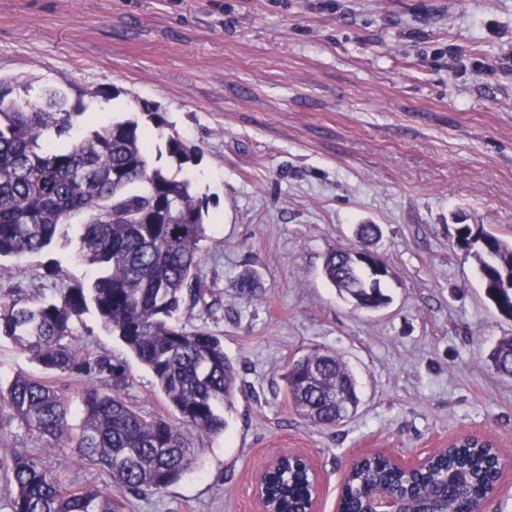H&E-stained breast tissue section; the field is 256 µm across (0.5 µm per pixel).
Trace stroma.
<instances>
[{"mask_svg":"<svg viewBox=\"0 0 512 512\" xmlns=\"http://www.w3.org/2000/svg\"><path fill=\"white\" fill-rule=\"evenodd\" d=\"M1 77L22 100L50 89L82 100L87 129L138 119L160 166L207 203L204 301L180 323L222 338L233 407L191 470L128 512H261L255 477L289 451L313 463L317 512H336L360 453L407 460L472 432L512 458V382L489 362L512 321L454 244L460 224L512 241V0H0ZM170 135L200 146L197 159L166 156ZM81 224L7 260L0 303L88 284ZM361 224L379 226L372 249L391 270L379 311L357 309L323 272ZM75 336L125 368L128 402L168 413L94 313ZM316 348L357 380V412L334 428L288 403L289 362ZM8 431L0 458H69L17 423Z\"/></svg>","mask_w":512,"mask_h":512,"instance_id":"1","label":"stroma"}]
</instances>
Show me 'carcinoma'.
I'll use <instances>...</instances> for the list:
<instances>
[{
    "label": "carcinoma",
    "instance_id": "cac0c4a2",
    "mask_svg": "<svg viewBox=\"0 0 512 512\" xmlns=\"http://www.w3.org/2000/svg\"><path fill=\"white\" fill-rule=\"evenodd\" d=\"M12 81L0 80V260L42 252L58 229L77 215L86 218L80 253L97 267L85 286L60 297L14 299L0 304V337L46 373L91 377L79 391V423L69 399L49 379L18 376L0 389V408L9 420L52 447L107 471L112 491L71 486L66 463L44 465L29 454L0 459L10 486L8 512H126L129 497L159 492L180 480L199 453L194 440L224 432V409L232 408L236 369L223 340L205 331H186L177 321L203 299L199 244L205 237L206 201L150 159L147 135L135 119L84 133L76 124L82 100L69 105L56 90L24 104L6 101ZM168 154L177 164L200 147L171 136ZM466 237L487 238L491 252L473 253L486 298L497 313L512 317V241L465 225ZM353 251L326 259L328 281L355 306L377 310L390 298L381 287L354 289L364 280ZM93 311L153 374L173 416H146L122 395L124 369L105 359L90 360L76 344L74 324ZM496 373L512 380V336L491 354ZM288 397L297 413L316 427L341 423L336 389L359 402L356 380L333 352L314 349L294 360L286 373ZM491 449L469 440L441 452L426 470L410 473L375 454L345 478L344 512H364L383 485L411 487L404 512H422L436 486L451 492L444 512H468L469 502L492 492L487 467ZM279 512H296L311 495L306 469L290 462L268 481Z\"/></svg>",
    "mask_w": 512,
    "mask_h": 512
}]
</instances>
